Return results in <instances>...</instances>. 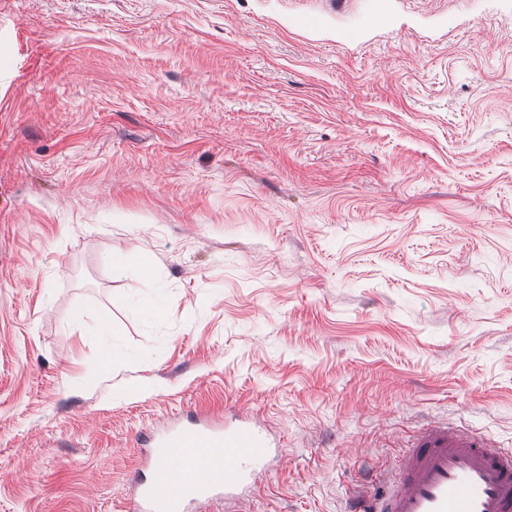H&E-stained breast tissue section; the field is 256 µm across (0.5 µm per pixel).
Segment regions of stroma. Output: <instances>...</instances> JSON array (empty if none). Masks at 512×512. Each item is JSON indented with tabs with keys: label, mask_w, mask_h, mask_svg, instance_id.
<instances>
[{
	"label": "stroma",
	"mask_w": 512,
	"mask_h": 512,
	"mask_svg": "<svg viewBox=\"0 0 512 512\" xmlns=\"http://www.w3.org/2000/svg\"><path fill=\"white\" fill-rule=\"evenodd\" d=\"M200 412L272 447L192 512L512 448V0H0V512H130Z\"/></svg>",
	"instance_id": "obj_1"
}]
</instances>
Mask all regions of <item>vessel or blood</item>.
<instances>
[{
    "label": "vessel or blood",
    "mask_w": 512,
    "mask_h": 512,
    "mask_svg": "<svg viewBox=\"0 0 512 512\" xmlns=\"http://www.w3.org/2000/svg\"><path fill=\"white\" fill-rule=\"evenodd\" d=\"M146 444L150 477L136 491L133 512H188L192 504L229 498L268 453L255 427L226 428L208 418ZM348 512H512V449L468 430L427 426L386 492L366 485L351 496Z\"/></svg>",
    "instance_id": "1"
}]
</instances>
